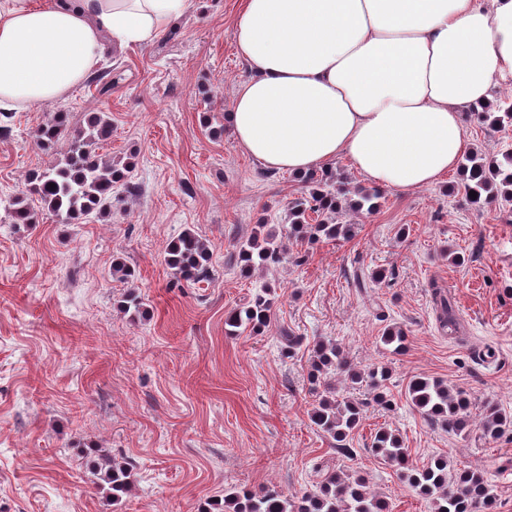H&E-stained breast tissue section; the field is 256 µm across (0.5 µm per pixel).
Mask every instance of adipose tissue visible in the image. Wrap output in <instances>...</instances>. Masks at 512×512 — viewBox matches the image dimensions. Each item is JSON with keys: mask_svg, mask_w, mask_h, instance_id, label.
Wrapping results in <instances>:
<instances>
[{"mask_svg": "<svg viewBox=\"0 0 512 512\" xmlns=\"http://www.w3.org/2000/svg\"><path fill=\"white\" fill-rule=\"evenodd\" d=\"M192 0H0V112L56 99L105 40L159 36ZM250 71L225 119L241 149L304 174L339 157L373 184L434 186L467 148L464 115L512 80V0H242Z\"/></svg>", "mask_w": 512, "mask_h": 512, "instance_id": "obj_1", "label": "adipose tissue"}]
</instances>
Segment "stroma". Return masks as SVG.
Wrapping results in <instances>:
<instances>
[{
    "mask_svg": "<svg viewBox=\"0 0 512 512\" xmlns=\"http://www.w3.org/2000/svg\"><path fill=\"white\" fill-rule=\"evenodd\" d=\"M239 9L240 0H193L162 37L106 44L83 82L12 113L0 133V512H204L225 489L268 485L294 500L324 465L364 476L391 512H431L373 453L381 427L415 464L445 454L480 466L494 512H512V436L449 431L407 397L409 380L425 376L466 392L473 416L488 402L512 414V203L471 205L454 170L435 186L383 190L373 212H348L351 239L289 241L279 264L241 277L236 241L260 224L286 237L288 204L304 185L267 170L224 128L249 76L235 41ZM60 110L76 129L86 113L110 114L101 151L134 156L137 192L113 194L108 218L68 224L41 211L35 223H10L12 197L67 150L35 139ZM465 137L489 159L512 149V126L470 114ZM187 230L211 254L213 275L196 285L165 262ZM451 249L466 262L454 264ZM116 257L132 279L113 277ZM264 284L276 290L271 325L227 335V314ZM437 286L454 304L456 336L437 320ZM132 290L148 299V317L117 309ZM390 325L407 333L401 353L379 341ZM284 328L302 338L290 357L278 342ZM320 338L359 369L389 372L390 406L370 386L346 389L363 413L348 454L309 418ZM104 452L132 468L133 491L116 505L89 465Z\"/></svg>",
    "mask_w": 512,
    "mask_h": 512,
    "instance_id": "stroma-1",
    "label": "stroma"
}]
</instances>
